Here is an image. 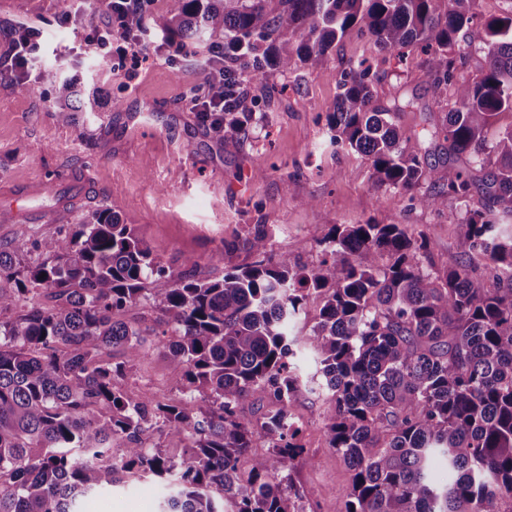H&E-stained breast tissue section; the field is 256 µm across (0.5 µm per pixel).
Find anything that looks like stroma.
Wrapping results in <instances>:
<instances>
[{
	"label": "stroma",
	"instance_id": "stroma-1",
	"mask_svg": "<svg viewBox=\"0 0 512 512\" xmlns=\"http://www.w3.org/2000/svg\"><path fill=\"white\" fill-rule=\"evenodd\" d=\"M104 0H0V69L10 62L9 28L27 22L40 28L41 47L28 65L31 94L0 82V211L18 206L32 214L51 210L56 197L70 198L67 223H0V242L10 244L64 231L95 210L111 208L150 248L164 268L157 285L178 282L183 259L195 256L196 277L222 276L225 268L250 263L243 242L257 224L266 225L274 248L311 262L335 224H401L431 245L436 267L461 258L467 249L464 209L457 200L432 212L408 194L375 187L367 160L333 143L327 124L339 75L365 58H375L381 104H402L396 121L419 138L426 164L448 172V144L438 129L444 114L432 79L407 51L402 65L376 55L367 35L351 31L319 62L301 63L285 75L271 74L257 126L244 139L217 140L188 103L203 83L201 66L209 44H186L172 54L169 35L154 25L166 0H150L138 33L144 55L135 73L98 56L86 39L85 19L103 10ZM73 79L84 95L110 96L123 105L97 107L63 123L56 112L46 69ZM264 177H257L258 169ZM237 243L226 257L225 243ZM129 320L147 330L144 357L121 382L131 396L169 401L186 383L172 371L156 330L157 315L139 307ZM306 450L293 474L305 512H334L336 497L351 473L327 444L323 400L301 396L293 407ZM157 485L123 480L111 493L85 501L83 512H158Z\"/></svg>",
	"mask_w": 512,
	"mask_h": 512
}]
</instances>
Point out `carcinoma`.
Wrapping results in <instances>:
<instances>
[{"mask_svg": "<svg viewBox=\"0 0 512 512\" xmlns=\"http://www.w3.org/2000/svg\"><path fill=\"white\" fill-rule=\"evenodd\" d=\"M476 2L167 0L155 23L178 43L224 37V88H211L224 93L219 140L251 134L269 74L323 57L354 28L399 58L420 49L445 109L440 133L468 165L445 179L424 164L396 124L401 106L378 104L367 59L340 76L328 125L379 186L433 181L438 191L411 196L431 211L458 200L465 257L437 268L430 243L401 224H334L303 263L273 253L257 224L252 263L200 279L187 256L179 282L155 288L164 269L108 208L71 232L0 244V512H81L125 476L165 491L160 512H301L299 427L279 407L255 423L237 407L266 396L291 407L303 393L324 396L328 447L352 472L335 512H512V233L500 230L512 218V125L486 136L512 113V9L485 21L470 72ZM44 80L61 121L85 111L73 81L52 70ZM312 297L311 333H292ZM138 306L160 315L187 383L167 403L117 383L144 356L141 329L122 319ZM301 347L312 373L295 361ZM151 430L186 444L170 454L148 444ZM260 445L240 481V458ZM438 457L446 484L432 479Z\"/></svg>", "mask_w": 512, "mask_h": 512, "instance_id": "carcinoma-1", "label": "carcinoma"}]
</instances>
